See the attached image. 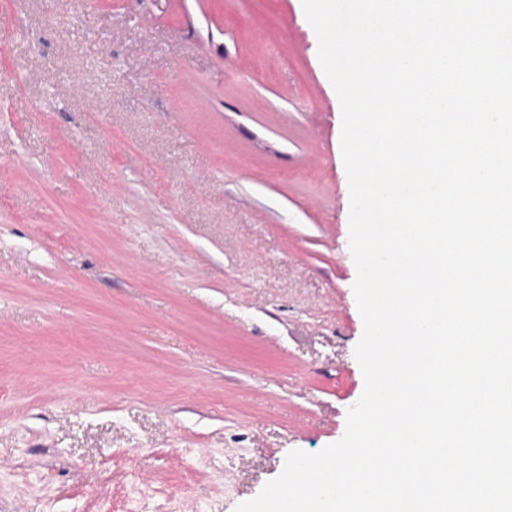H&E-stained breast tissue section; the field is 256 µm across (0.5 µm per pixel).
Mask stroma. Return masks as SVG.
<instances>
[{
    "label": "stroma",
    "instance_id": "obj_1",
    "mask_svg": "<svg viewBox=\"0 0 512 512\" xmlns=\"http://www.w3.org/2000/svg\"><path fill=\"white\" fill-rule=\"evenodd\" d=\"M301 0H0V512H234L364 379Z\"/></svg>",
    "mask_w": 512,
    "mask_h": 512
}]
</instances>
